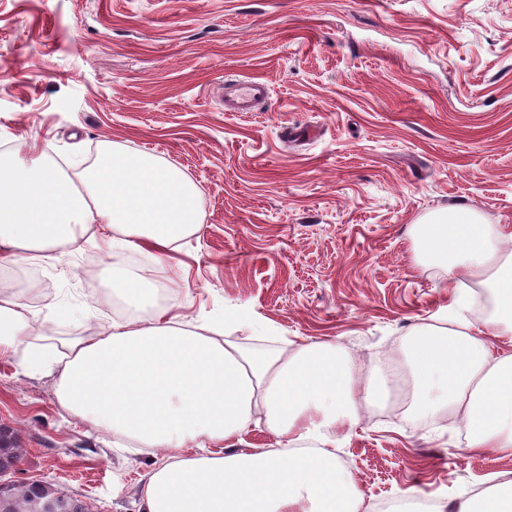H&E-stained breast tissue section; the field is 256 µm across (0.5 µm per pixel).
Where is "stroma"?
<instances>
[{"label":"stroma","mask_w":512,"mask_h":512,"mask_svg":"<svg viewBox=\"0 0 512 512\" xmlns=\"http://www.w3.org/2000/svg\"><path fill=\"white\" fill-rule=\"evenodd\" d=\"M236 77L268 83L260 111H225L218 87ZM106 140L190 179L203 222L162 267L94 228L59 259L15 263L29 343L131 314L112 283L136 274L164 288L168 316L238 337L230 316L252 312L276 340L332 341L373 369L448 303L414 225L464 205L512 233V0H0V160L68 173ZM56 382L0 355L15 480L141 512L151 457L68 415ZM337 457L373 510L449 507L512 472V457L467 453L454 419L400 402L364 408Z\"/></svg>","instance_id":"1"}]
</instances>
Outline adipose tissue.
Here are the masks:
<instances>
[{"instance_id":"ef3b65f1","label":"adipose tissue","mask_w":512,"mask_h":512,"mask_svg":"<svg viewBox=\"0 0 512 512\" xmlns=\"http://www.w3.org/2000/svg\"><path fill=\"white\" fill-rule=\"evenodd\" d=\"M200 223L198 190L180 171L108 141L73 176L42 159L0 162L1 263L53 258L97 226L161 264ZM413 240L419 260L444 270L452 299L367 379L331 342L251 352L220 330L166 319L134 275L115 288L149 318L112 321L56 352L23 346L34 314L0 294V354L23 374L56 372L65 412L155 457L140 479L143 512H363L336 450L355 435L360 408L384 405L397 384L424 419L460 416L468 452L512 456V250L463 206L416 225ZM471 281L489 292L488 316L465 314L459 290ZM258 427L276 447L249 442ZM455 512H512V478L459 498Z\"/></svg>"}]
</instances>
